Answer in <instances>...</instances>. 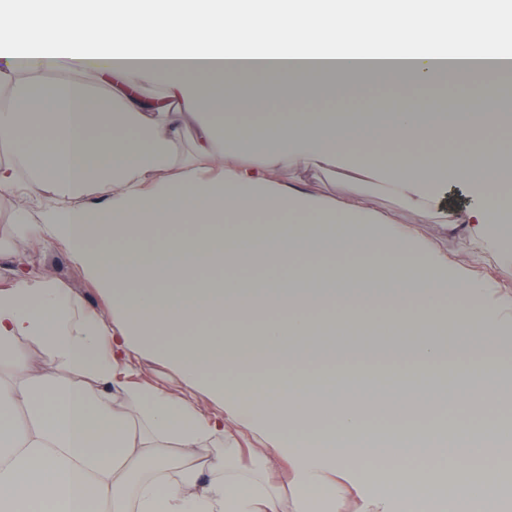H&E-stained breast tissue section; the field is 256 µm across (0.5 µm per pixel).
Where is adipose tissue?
Returning <instances> with one entry per match:
<instances>
[{
    "mask_svg": "<svg viewBox=\"0 0 512 512\" xmlns=\"http://www.w3.org/2000/svg\"><path fill=\"white\" fill-rule=\"evenodd\" d=\"M274 29L258 59L243 61L244 34ZM0 200L45 198L33 240L68 244L112 289L104 322L47 279L0 289V512H425L428 472L420 456L447 459L460 479L495 453L471 433L444 439L420 425L440 394L426 384L451 340L471 362L451 373L449 406L478 409L499 437L512 435L500 404L512 380V154L488 136L491 97L461 120L401 112L369 122L308 121L297 103L351 99L361 65L414 91L449 74L473 90L482 64L512 56V0H36L0 9ZM122 80L121 92H88L71 74ZM56 80H47V73ZM256 75L263 89L247 81ZM163 87L159 105L148 92ZM272 136L245 140L247 118ZM194 125L177 154L184 119ZM473 139L480 165L402 152L432 132ZM353 167L361 180L328 198L294 185L296 165ZM462 184L472 203L442 205ZM394 198L414 224H441L465 248L425 244L413 226L368 203ZM100 206L77 205L87 194ZM258 212L272 224L249 223ZM202 226L196 243L161 236L143 247L145 225ZM111 239L92 247L94 237ZM222 262L223 279L200 275ZM272 266L248 279L239 267ZM396 306L391 315L362 301ZM329 305L336 316L306 317ZM268 312L259 333L249 324ZM223 320L205 336L202 318ZM209 382L223 418L186 398L132 386L122 352L152 347ZM345 336H377L373 357L411 366L418 381L388 391L383 406L401 436L381 446L363 433L375 387L350 391L332 378H299L303 363L345 359ZM40 343L65 376L32 372L21 343ZM331 415L330 434L306 429ZM252 448L238 445L243 433ZM395 476L368 489L367 461Z\"/></svg>",
    "mask_w": 512,
    "mask_h": 512,
    "instance_id": "obj_1",
    "label": "adipose tissue"
}]
</instances>
